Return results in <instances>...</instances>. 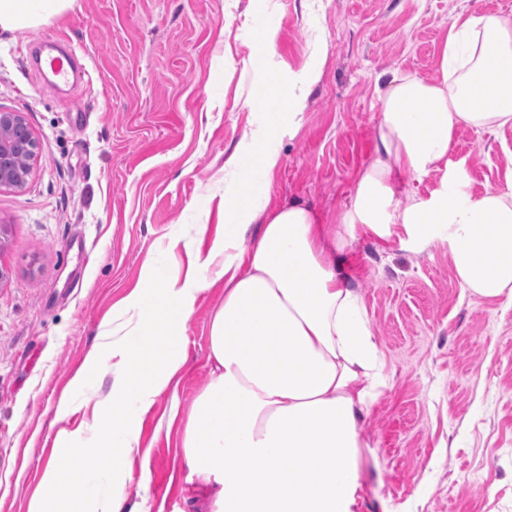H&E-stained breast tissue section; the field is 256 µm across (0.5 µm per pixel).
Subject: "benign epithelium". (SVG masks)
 Returning <instances> with one entry per match:
<instances>
[{"instance_id": "7a95c632", "label": "benign epithelium", "mask_w": 512, "mask_h": 512, "mask_svg": "<svg viewBox=\"0 0 512 512\" xmlns=\"http://www.w3.org/2000/svg\"><path fill=\"white\" fill-rule=\"evenodd\" d=\"M24 151L27 164L38 155V142L29 130L24 113L0 109V190H19L26 183L18 178L15 156Z\"/></svg>"}]
</instances>
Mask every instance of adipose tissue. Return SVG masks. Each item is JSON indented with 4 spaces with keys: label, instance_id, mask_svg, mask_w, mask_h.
I'll return each mask as SVG.
<instances>
[{
    "label": "adipose tissue",
    "instance_id": "1",
    "mask_svg": "<svg viewBox=\"0 0 512 512\" xmlns=\"http://www.w3.org/2000/svg\"><path fill=\"white\" fill-rule=\"evenodd\" d=\"M76 0H0V28L35 29ZM375 155L356 176L345 208L323 223L300 202L271 208L241 197L222 239L195 256L184 277L145 288L121 304L111 335L87 353L58 412L90 419L59 429L43 486L83 500L90 512H146L149 451L142 417L175 387L187 357L180 329L213 280L224 300L209 325L210 381L181 435L188 496L196 512H359L369 442L362 423L385 383L362 299L345 272L357 235L383 246H448L460 288L512 304V179L467 189L448 153L460 127L512 124V18L460 11L448 19L432 78L388 70L376 82ZM277 130L254 133L227 165L268 183L278 164ZM439 173L428 195L405 185ZM111 358L109 389L98 371ZM139 501H130L128 480Z\"/></svg>",
    "mask_w": 512,
    "mask_h": 512
}]
</instances>
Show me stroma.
Here are the masks:
<instances>
[{
    "instance_id": "35a3bbf8",
    "label": "stroma",
    "mask_w": 512,
    "mask_h": 512,
    "mask_svg": "<svg viewBox=\"0 0 512 512\" xmlns=\"http://www.w3.org/2000/svg\"><path fill=\"white\" fill-rule=\"evenodd\" d=\"M512 16V0H76L35 30L0 29V108L24 113L40 153L27 186L0 192V512H27L59 428L57 407L143 267L185 274L190 251L224 235L242 186L225 159L278 126L269 207L299 201L330 217L372 158L376 76H436L448 17ZM276 30L264 67L254 55ZM64 37L80 69L62 94L33 73L34 46ZM319 77L300 113L259 104L268 72ZM470 191L505 187L512 126L460 128L448 156ZM384 360L363 428L378 465L362 512H512V306L462 292L448 247L382 248L357 237L347 256ZM216 282L183 326L175 393L143 417L150 512H192L180 421L209 381ZM178 425L159 431L170 413Z\"/></svg>"
}]
</instances>
